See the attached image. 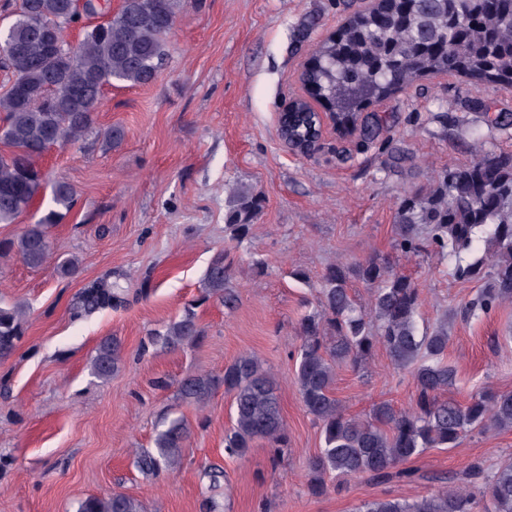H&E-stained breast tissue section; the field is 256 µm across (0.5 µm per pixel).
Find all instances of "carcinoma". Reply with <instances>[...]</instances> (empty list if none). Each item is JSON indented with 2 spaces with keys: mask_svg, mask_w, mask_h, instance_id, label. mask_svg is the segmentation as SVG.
<instances>
[{
  "mask_svg": "<svg viewBox=\"0 0 512 512\" xmlns=\"http://www.w3.org/2000/svg\"><path fill=\"white\" fill-rule=\"evenodd\" d=\"M186 0H122L117 12L99 0H16L3 4L14 17L0 35V70L7 89L0 94V140L12 148L0 153V224H13L45 194L51 206L33 224L0 241V257L11 254L32 268L51 258L49 229L75 204L72 186L49 180L38 159L53 146L74 145L89 135L107 145L121 142L119 127L102 129L95 114L105 86L114 82L146 86L168 59V36ZM81 38L53 54L44 46L70 27ZM462 72L477 87H512V0H382L376 7L345 18L333 36L317 43L303 72L306 94L336 121L347 125L364 110L392 98L432 75ZM312 115L283 120L282 133L297 138L316 134ZM381 118L365 117L360 136L377 138ZM263 208V199L245 186L225 202L224 221L232 238L242 241ZM396 249L415 254L421 233L454 263L460 280H486L465 312H486L512 301V152H485L444 173L433 188L404 196L396 215ZM484 243L476 254L475 245ZM233 260L225 250L211 258L205 298L228 309L238 294L225 287ZM370 291L363 305L351 294V280ZM118 282L97 281L81 292L74 316L124 303ZM421 292L415 281L394 270L389 258L369 256L352 264L336 261L322 275L317 308L300 323L295 383L308 414L319 424L323 447L306 462L313 495L328 491L326 477H367L386 481L411 477L400 465L428 448H451L468 431L512 430V391L481 390L462 405L442 400L455 369L448 365V321L419 329ZM21 304L0 306V357L17 349L25 334ZM203 330L193 307L149 336L152 344L177 350L200 341ZM394 365L410 372L416 398L406 409L381 402L368 415L347 414L333 393L335 368L360 366L377 348ZM123 345L107 336L91 358L92 374L108 380L122 362ZM233 398L231 427L224 450L243 457L256 439L267 440L273 454L288 447L277 383L253 354L224 366V375L189 374L178 384L179 398L204 406L218 387ZM190 434L181 416L165 417L156 427L153 447L137 454L134 465L145 477L175 467ZM441 487L412 501L375 499L356 512H512V457L487 473L480 460L467 471L468 485L439 478ZM78 512H146L143 503L123 493L88 496Z\"/></svg>",
  "mask_w": 512,
  "mask_h": 512,
  "instance_id": "cac0c4a2",
  "label": "carcinoma"
}]
</instances>
